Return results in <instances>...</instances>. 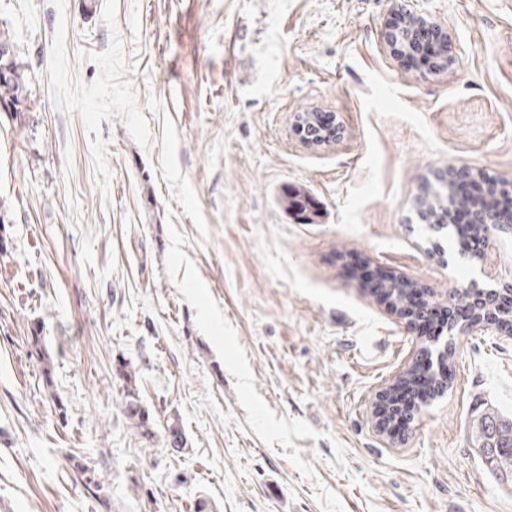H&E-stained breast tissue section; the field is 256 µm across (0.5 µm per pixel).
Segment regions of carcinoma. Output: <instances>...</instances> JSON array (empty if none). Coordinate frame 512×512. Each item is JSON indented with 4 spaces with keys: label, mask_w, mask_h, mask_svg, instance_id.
Segmentation results:
<instances>
[{
    "label": "carcinoma",
    "mask_w": 512,
    "mask_h": 512,
    "mask_svg": "<svg viewBox=\"0 0 512 512\" xmlns=\"http://www.w3.org/2000/svg\"><path fill=\"white\" fill-rule=\"evenodd\" d=\"M4 41L11 45V51L0 58V66L8 70L7 77L0 78V107L11 108L16 127L24 129L29 126L27 118L37 111V103L31 89L30 67L20 54L12 30L0 22V42ZM455 179L456 174L451 173L448 182L433 186L428 197L424 223L432 226L440 223V212L444 210L448 196L453 194ZM308 198L307 193L296 191L284 197L281 203L288 211L300 215ZM114 371L124 388V414L140 429L141 435L150 436V414L142 405L135 372L123 359L118 360ZM167 439L168 445L177 452L186 448V439L175 421L167 425ZM473 442L482 450L495 449L489 465L499 479L512 484V419L497 415L484 417L473 426Z\"/></svg>",
    "instance_id": "obj_1"
}]
</instances>
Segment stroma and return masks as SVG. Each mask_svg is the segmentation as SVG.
Returning a JSON list of instances; mask_svg holds the SVG:
<instances>
[{
	"label": "stroma",
	"instance_id": "35a3bbf8",
	"mask_svg": "<svg viewBox=\"0 0 512 512\" xmlns=\"http://www.w3.org/2000/svg\"><path fill=\"white\" fill-rule=\"evenodd\" d=\"M411 11L454 68L381 42ZM0 21L39 105L23 132L0 115V512H512L471 437L512 417V338L463 337L390 444L373 407L415 337L345 268L433 300L512 282V233L477 258L412 206L451 165L512 178V0H0ZM310 109L340 138L302 145ZM114 371L116 376L122 381L124 388V414L140 429L142 436L149 437L153 433L150 414L142 405L135 376L136 372L132 371L129 363L123 359L118 360Z\"/></svg>",
	"mask_w": 512,
	"mask_h": 512
}]
</instances>
